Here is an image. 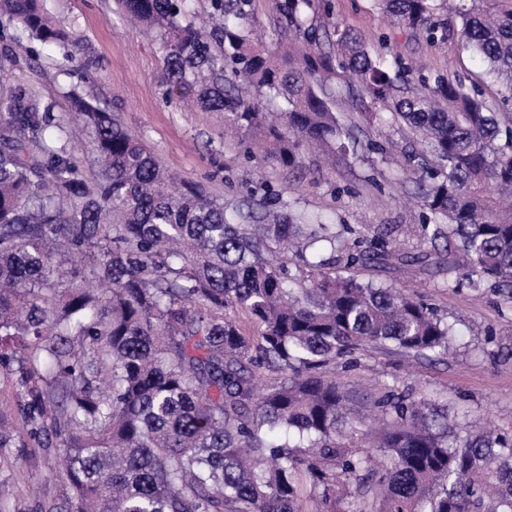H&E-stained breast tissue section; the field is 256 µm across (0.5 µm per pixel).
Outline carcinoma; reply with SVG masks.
<instances>
[{
    "label": "carcinoma",
    "mask_w": 512,
    "mask_h": 512,
    "mask_svg": "<svg viewBox=\"0 0 512 512\" xmlns=\"http://www.w3.org/2000/svg\"><path fill=\"white\" fill-rule=\"evenodd\" d=\"M159 41L169 99L195 96L224 124L253 134L265 162L293 168L304 148L346 149L333 111L336 79L381 105L433 157L418 177L421 244L446 238L448 269L475 291L512 298V0L459 13L466 48L498 86L439 77L411 89L413 69L387 66L348 28L321 33L326 0H284V42L264 47L251 0H119ZM391 22L435 38L436 0H376ZM26 52L71 61L73 32L46 0H0ZM68 111L88 130V178L68 123L20 87L0 91V374L18 398L27 439L59 449L67 494L51 512H301L299 475L336 493V468L375 479L376 512H512V435L456 429L448 408L384 393L385 465L341 446L361 421L330 361L361 351L444 357L457 336L438 310L356 276L312 272L310 284L270 245L310 265L334 244L329 225L227 206L192 182H170L156 155L98 100L74 87ZM279 104L277 112L265 103ZM346 255L345 268L393 257L388 230ZM246 314L249 336L230 313ZM284 380L259 392L255 375ZM26 439L0 419V456Z\"/></svg>",
    "instance_id": "cac0c4a2"
}]
</instances>
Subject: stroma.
<instances>
[{
  "mask_svg": "<svg viewBox=\"0 0 512 512\" xmlns=\"http://www.w3.org/2000/svg\"><path fill=\"white\" fill-rule=\"evenodd\" d=\"M54 21L72 29L78 39L77 68L59 72L58 54L41 52L29 61L0 41V86L23 87L65 114L64 93L70 84L108 104L122 125L179 177L201 184L225 203L260 210L291 207L306 218H321L340 232L337 261L330 271L344 273L342 258L358 232L390 225V241L400 252L416 251L423 210L415 197L411 170L382 160L381 145L414 150L418 143L387 112L368 118L352 101L345 84L336 87L334 110L357 140L354 153L319 162L304 152L298 166L254 164L247 154L249 135L228 137L222 116L181 109L165 99L160 83L161 60L156 41L126 22L116 0H48ZM459 0H437L436 18L450 31L430 43L394 28L375 8L374 0H330L316 22L323 29L341 25L355 32L369 49L404 65L423 60L429 77L481 73V60L461 47ZM356 275L377 286L391 287L432 304L457 324L449 355L436 361L397 353L368 352L331 362L328 374L355 399H376L392 388H413L429 400L456 406L459 416L484 418L503 432L512 430V300L493 287L472 291L454 286L444 250L432 251L426 266L371 265ZM0 482L9 487V512H48L66 485L60 458L52 448H17L0 461ZM303 512H373V494L346 484L343 494L324 505L301 493Z\"/></svg>",
  "mask_w": 512,
  "mask_h": 512,
  "instance_id": "stroma-1",
  "label": "stroma"
}]
</instances>
